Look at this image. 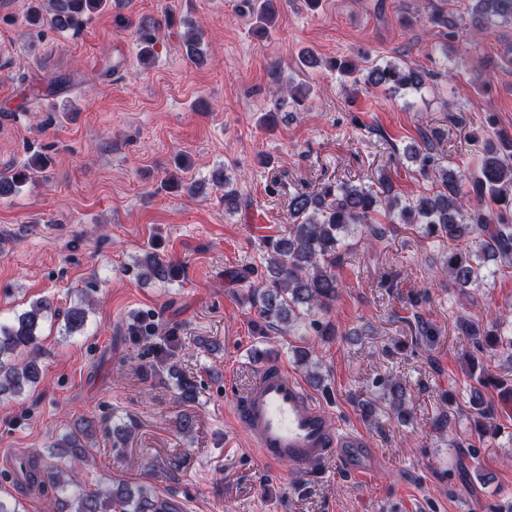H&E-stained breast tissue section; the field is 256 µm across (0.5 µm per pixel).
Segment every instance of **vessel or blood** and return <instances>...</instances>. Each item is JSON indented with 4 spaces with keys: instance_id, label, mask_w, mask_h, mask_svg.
<instances>
[{
    "instance_id": "vessel-or-blood-1",
    "label": "vessel or blood",
    "mask_w": 512,
    "mask_h": 512,
    "mask_svg": "<svg viewBox=\"0 0 512 512\" xmlns=\"http://www.w3.org/2000/svg\"><path fill=\"white\" fill-rule=\"evenodd\" d=\"M233 411L265 461H288L303 470L337 458L353 474L376 471L377 452L360 432L332 427L327 411L280 365L257 369L232 398Z\"/></svg>"
}]
</instances>
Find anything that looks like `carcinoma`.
Returning <instances> with one entry per match:
<instances>
[{
  "mask_svg": "<svg viewBox=\"0 0 512 512\" xmlns=\"http://www.w3.org/2000/svg\"><path fill=\"white\" fill-rule=\"evenodd\" d=\"M107 0H30L24 16L32 29H52L59 33L77 34L86 16L100 11ZM471 24L475 31L494 18L512 24V0H469ZM279 0H254L251 13L254 29L266 33L276 22ZM431 24L444 29L443 54H448V41L458 36L459 24L448 19L441 10L432 11ZM186 32L182 44L188 56L202 59L200 29L184 19ZM155 23L143 22L137 28L141 60H147L156 45ZM330 69L360 83L383 87L390 93L420 90L428 73L414 67L394 63L374 64L366 69L353 61L331 58ZM433 140L424 141L411 158L420 175L434 187L401 197L393 193L389 176L381 174L371 184L345 181L327 182L315 193L298 192L289 202L291 224L288 236L267 238L266 273L256 285L249 287L248 301L257 310L266 327L305 325L317 336L329 335V324L315 318V312H328L336 301L340 280L336 269L345 257L353 254L347 238L355 232L381 236L376 225L382 215L392 224H417L426 237L448 239L441 271L459 288H478L486 277V266L496 262L512 265V140L497 145L484 143L479 162L473 171H455L444 166L433 153ZM46 166L41 156L17 167L13 174L0 176V199L15 194L31 179L33 170ZM212 182L224 187V210L238 209V195L230 188L229 177L220 169L212 174ZM132 269L139 280L170 283L180 268L155 252L135 261ZM91 302L81 293L80 302L68 307L63 315L66 335L82 331L87 323ZM52 312L47 298L31 302L11 323H0V395H19L37 385L43 377L38 331ZM459 331L469 337L479 350L503 349L512 356V337L502 334L500 318L490 327H479L464 316L457 320ZM129 336H150L153 324L147 314H134L127 325ZM179 337L169 336L168 352L159 358L152 371L167 373L175 380L181 402H194L199 397L197 381L178 369L174 361ZM377 391L365 411L377 404L387 406L400 417L410 414V397L397 379L377 382ZM133 425H116L112 429V447L123 448L129 442ZM96 423L85 420L79 429L59 435L37 459H21L25 478L32 484L49 485L65 495L60 512H170L166 500L143 484L120 483L112 489L88 491L78 480L74 463L86 459L87 447L94 444Z\"/></svg>",
  "mask_w": 512,
  "mask_h": 512,
  "instance_id": "obj_1",
  "label": "carcinoma"
}]
</instances>
